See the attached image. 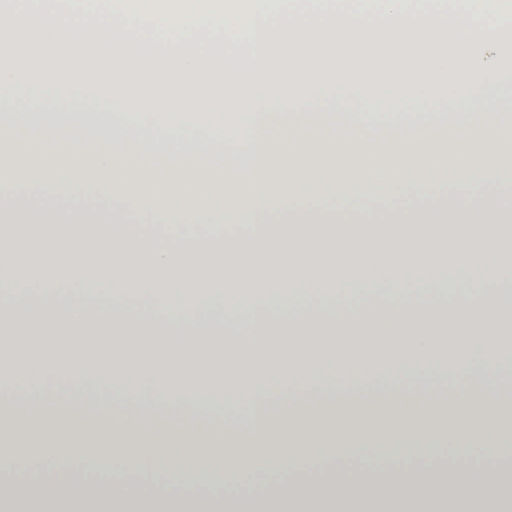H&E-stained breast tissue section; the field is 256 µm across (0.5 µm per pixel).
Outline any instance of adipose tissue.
<instances>
[{"label": "adipose tissue", "instance_id": "ef3b65f1", "mask_svg": "<svg viewBox=\"0 0 512 512\" xmlns=\"http://www.w3.org/2000/svg\"><path fill=\"white\" fill-rule=\"evenodd\" d=\"M500 60L451 55L441 104L423 82L432 54L198 78L188 92L185 77L151 72L150 97L130 92L129 69H106L102 90L91 67H0V134L15 135L0 161L13 229L0 235V309H39L14 337L48 340L0 371V459L15 463L0 512H512L505 467L471 462L487 442L476 416L512 399V184L499 164L512 130L489 110L512 104ZM240 123L235 151L224 130ZM203 147L224 157L223 181L193 165ZM432 161L447 182L424 176ZM23 164L112 205L24 190ZM388 172L417 174L405 202L351 189ZM323 179L328 201L296 190ZM188 189L219 208L176 206ZM144 204L153 223L133 222ZM195 224L220 230L202 240ZM157 313L181 348L148 343L138 319ZM244 323L251 353L228 360L224 339ZM243 413L266 451L258 491L228 459L224 430ZM308 420L333 464L312 466ZM180 448L213 455L168 481L103 488L118 469L172 470ZM369 453L379 463L362 480L339 465Z\"/></svg>", "mask_w": 512, "mask_h": 512}]
</instances>
